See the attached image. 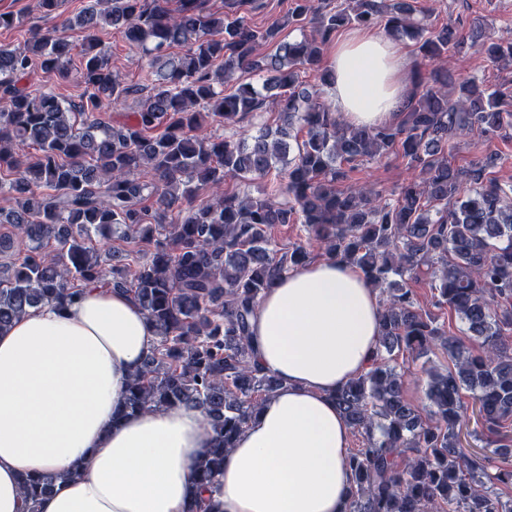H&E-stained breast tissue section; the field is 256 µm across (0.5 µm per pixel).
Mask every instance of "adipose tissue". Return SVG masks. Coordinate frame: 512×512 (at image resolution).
Instances as JSON below:
<instances>
[{
	"label": "adipose tissue",
	"instance_id": "1",
	"mask_svg": "<svg viewBox=\"0 0 512 512\" xmlns=\"http://www.w3.org/2000/svg\"><path fill=\"white\" fill-rule=\"evenodd\" d=\"M328 94L351 125L396 124L411 85L397 43L366 30L334 43ZM380 303L356 267L324 258L284 274L251 320L260 366L281 382L224 456V512H346L352 429L333 396L366 372ZM156 344L131 294L88 288L0 330V512H193L212 433L195 408L112 416ZM75 470L27 510L23 478Z\"/></svg>",
	"mask_w": 512,
	"mask_h": 512
}]
</instances>
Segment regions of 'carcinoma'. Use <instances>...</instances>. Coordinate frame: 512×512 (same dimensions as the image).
Wrapping results in <instances>:
<instances>
[{"label": "carcinoma", "mask_w": 512, "mask_h": 512, "mask_svg": "<svg viewBox=\"0 0 512 512\" xmlns=\"http://www.w3.org/2000/svg\"><path fill=\"white\" fill-rule=\"evenodd\" d=\"M243 0L214 11L209 0H90L62 27L28 32L22 49L0 45V329L28 309L64 302L90 285L131 292L157 342L128 381L116 418L152 407L199 409L212 432L196 469L210 491L196 512H222L214 493L224 454L261 402L280 387L260 368L249 322L265 292L311 261L308 245L357 267L379 293L376 358L336 391V405L361 447L351 450L354 485L347 512H512L496 486L512 484V183L488 177L495 155L464 166L448 160L473 131L487 141L512 137V79H465L458 96L442 65L465 40L493 61H512V35L493 36L415 18L413 0H295L280 21L259 27ZM383 28L406 38L433 63L396 125L348 124L327 105L323 50L345 26ZM120 28L145 59L137 110L107 117L132 88L112 71L97 32ZM311 34L281 38L286 28ZM83 33L85 92L65 102L29 82L38 71L67 80L69 30ZM263 45L274 51L260 54ZM317 72L320 86L300 80ZM262 85L224 84L239 72ZM281 125L251 140L216 135L266 103ZM304 136L293 135V129ZM36 148L32 153L29 148ZM399 153L418 176L393 200L366 183H348L352 163ZM265 180L252 196L230 183ZM210 198L196 203L197 193ZM300 224L306 239L279 244L274 229ZM118 239L124 256L107 264L88 245ZM425 281L432 309L417 306L411 283ZM455 313L472 349L445 329ZM441 347L448 370L429 372L430 415L404 398L398 357ZM472 394L495 447L474 455L458 428ZM77 470L23 481L30 509Z\"/></svg>", "instance_id": "obj_1"}]
</instances>
